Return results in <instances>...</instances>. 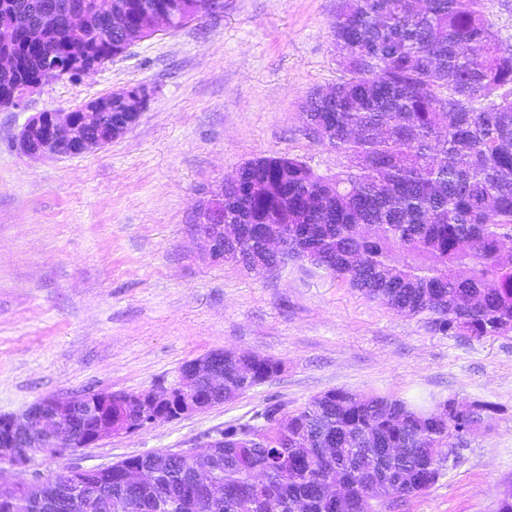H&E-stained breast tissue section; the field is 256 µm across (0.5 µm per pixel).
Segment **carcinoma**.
<instances>
[{
  "label": "carcinoma",
  "instance_id": "carcinoma-1",
  "mask_svg": "<svg viewBox=\"0 0 512 512\" xmlns=\"http://www.w3.org/2000/svg\"><path fill=\"white\" fill-rule=\"evenodd\" d=\"M0 0V29L23 12L38 46L14 32L0 51L49 82L95 40L108 59L151 37L145 10L176 30L223 0H87V30L64 31L50 2ZM488 0H343L331 23L345 77L311 95L312 135L348 159L324 175L296 157L246 162L224 182V260L274 271L308 263L434 334L512 332V49ZM282 246L265 249L264 225ZM273 359L224 356V401L280 372ZM497 408L344 388L287 411L268 403L187 462L126 458L63 486L0 489V512H400L442 475ZM224 489L214 496L211 490Z\"/></svg>",
  "mask_w": 512,
  "mask_h": 512
}]
</instances>
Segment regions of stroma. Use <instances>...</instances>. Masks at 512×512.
<instances>
[{"mask_svg": "<svg viewBox=\"0 0 512 512\" xmlns=\"http://www.w3.org/2000/svg\"><path fill=\"white\" fill-rule=\"evenodd\" d=\"M341 0H224L76 79L0 108V415L47 396L170 387L182 365L233 349L280 372L239 398L74 454L39 455L7 482L191 448L267 403L293 410L345 388L498 407L402 512H495L512 481V334L442 336L310 264L253 272L203 258L189 226L203 192L246 161H347L308 130L306 98L345 76L330 23ZM144 84L134 128L77 155L16 146L33 114Z\"/></svg>", "mask_w": 512, "mask_h": 512, "instance_id": "1", "label": "stroma"}]
</instances>
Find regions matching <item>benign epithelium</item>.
<instances>
[{
    "instance_id": "1",
    "label": "benign epithelium",
    "mask_w": 512,
    "mask_h": 512,
    "mask_svg": "<svg viewBox=\"0 0 512 512\" xmlns=\"http://www.w3.org/2000/svg\"><path fill=\"white\" fill-rule=\"evenodd\" d=\"M84 26L83 7L77 0L66 5L64 27L74 33L82 32ZM104 61L85 55L72 59L59 76L80 77L96 70ZM42 81L28 80L20 90L6 87L3 96L11 99V106H20L25 98L40 88ZM123 96L130 107L120 120L110 125L105 135L93 137L90 131L99 127L103 112L99 106H85L76 115L72 112L44 111L32 116L24 125L17 138V145L32 157L63 155L68 151L83 153L103 146L127 132L140 118L148 96L147 88L125 90ZM197 222L190 226V233L200 240L204 255L212 260L224 259V238L234 233L231 225L224 223V185L220 184L204 193L195 207ZM224 355L213 351L193 361L190 368L180 373L176 384L169 387L167 396L175 400L177 416L188 415L217 405V401L203 395L199 389L202 379L207 378L213 385L222 382L216 371V360ZM86 393H74L67 398L48 397L32 404L19 415H0V457L11 459L9 465L24 467L26 456L16 449V438L32 430L54 439L58 448L54 452L69 451L71 447L87 448L116 435L131 433L137 426L129 421L115 420L112 416V393L100 391L94 404L93 424L80 443L70 435L68 419L77 404L85 400ZM124 407L130 412L145 411L155 405L159 392H133L121 394Z\"/></svg>"
}]
</instances>
